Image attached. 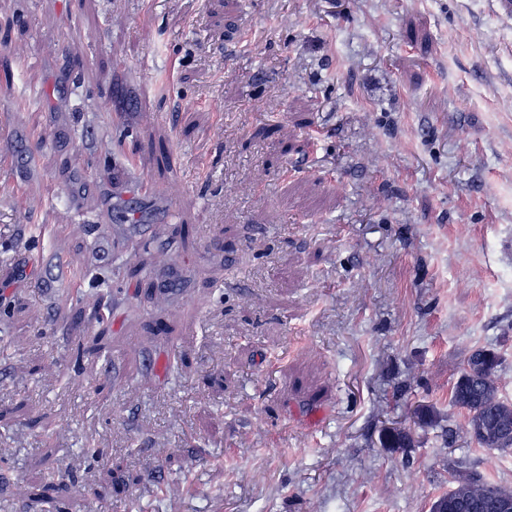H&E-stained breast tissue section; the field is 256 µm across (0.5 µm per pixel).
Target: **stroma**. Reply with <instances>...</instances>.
<instances>
[{
    "label": "stroma",
    "instance_id": "obj_1",
    "mask_svg": "<svg viewBox=\"0 0 512 512\" xmlns=\"http://www.w3.org/2000/svg\"><path fill=\"white\" fill-rule=\"evenodd\" d=\"M2 68L0 108L47 143L29 200L0 188V512H40L20 487L60 473L67 512H430L458 470L512 488L449 401L485 347L512 402L491 0H0ZM134 239L163 255L152 287L118 268ZM104 322L110 355L77 358Z\"/></svg>",
    "mask_w": 512,
    "mask_h": 512
}]
</instances>
